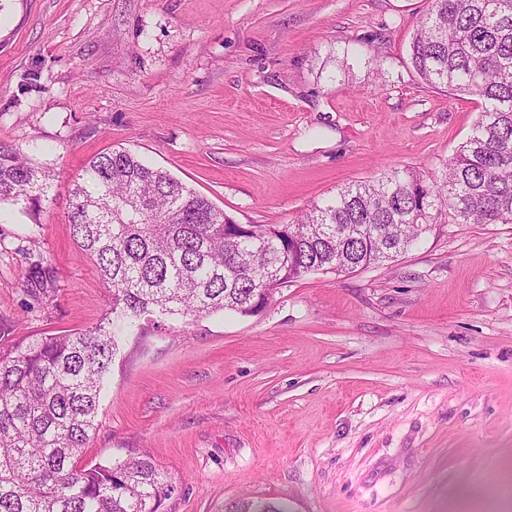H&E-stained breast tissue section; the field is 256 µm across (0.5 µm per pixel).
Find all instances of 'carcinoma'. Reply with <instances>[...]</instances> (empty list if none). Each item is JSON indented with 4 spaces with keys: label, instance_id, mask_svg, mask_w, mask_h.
<instances>
[{
    "label": "carcinoma",
    "instance_id": "obj_1",
    "mask_svg": "<svg viewBox=\"0 0 512 512\" xmlns=\"http://www.w3.org/2000/svg\"><path fill=\"white\" fill-rule=\"evenodd\" d=\"M419 77L480 114L432 183L411 170L349 184L295 223L237 222L169 172L118 149L91 157L71 189L69 223L79 251L109 289V312L86 332L40 336L0 348V512H160L174 491L148 454L81 466L96 431L101 392L118 347L142 316L253 315L268 278L290 283L391 260L442 214L462 224H512V0H431L410 46ZM50 172L0 146V203L30 208L47 197ZM372 234L347 243L353 225ZM285 256L255 236L288 240ZM227 512H289L285 502L240 501Z\"/></svg>",
    "mask_w": 512,
    "mask_h": 512
}]
</instances>
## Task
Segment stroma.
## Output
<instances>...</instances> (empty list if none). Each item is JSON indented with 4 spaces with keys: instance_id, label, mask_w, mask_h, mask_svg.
Masks as SVG:
<instances>
[{
    "instance_id": "obj_1",
    "label": "stroma",
    "mask_w": 512,
    "mask_h": 512,
    "mask_svg": "<svg viewBox=\"0 0 512 512\" xmlns=\"http://www.w3.org/2000/svg\"><path fill=\"white\" fill-rule=\"evenodd\" d=\"M430 6L0 0V142L53 176L41 210L0 204V347L104 321L68 223L93 155L130 149L243 225L393 170L440 177L479 106L410 63ZM145 451L174 482L162 512H512V224L439 218L253 316L141 318L81 462ZM226 512H288L286 502H272L262 499L240 501L230 505Z\"/></svg>"
}]
</instances>
